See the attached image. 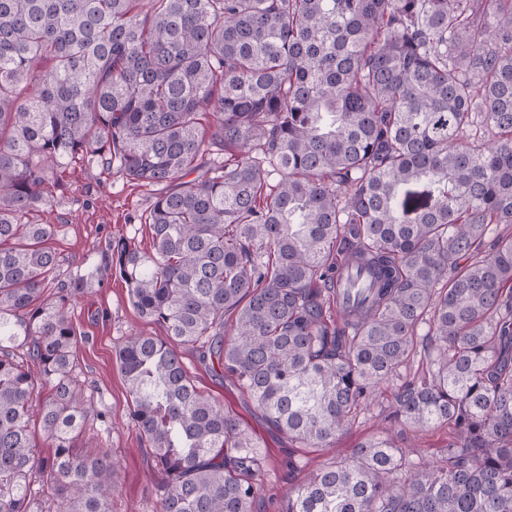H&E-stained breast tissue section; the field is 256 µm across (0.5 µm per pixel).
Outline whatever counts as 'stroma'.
Masks as SVG:
<instances>
[{
	"label": "stroma",
	"instance_id": "35a3bbf8",
	"mask_svg": "<svg viewBox=\"0 0 512 512\" xmlns=\"http://www.w3.org/2000/svg\"><path fill=\"white\" fill-rule=\"evenodd\" d=\"M59 179L62 191L54 194L48 207L32 212L29 219L36 224L56 225L57 232L49 245L58 256L60 279L68 280L99 267L113 238L122 236L149 249L151 239L145 218L158 187L131 181L118 167L96 163L69 165L61 169ZM70 314L77 334L74 373L86 396L110 415L108 424L84 431L75 446L82 452L101 445L111 448L119 487L112 512H158L151 481V450L129 422L131 398L115 364L113 346L130 333L153 336L159 329L139 316L124 282L116 276L93 282L72 303ZM182 356L196 386L234 413L260 438L270 458L278 461L279 467L270 478V493L281 494L290 486L285 466L288 457L307 462L313 469L332 456V449L295 448L268 431L229 380L201 368L192 349H183Z\"/></svg>",
	"mask_w": 512,
	"mask_h": 512
}]
</instances>
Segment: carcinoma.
Returning a JSON list of instances; mask_svg holds the SVG:
<instances>
[{
  "label": "carcinoma",
  "mask_w": 512,
  "mask_h": 512,
  "mask_svg": "<svg viewBox=\"0 0 512 512\" xmlns=\"http://www.w3.org/2000/svg\"><path fill=\"white\" fill-rule=\"evenodd\" d=\"M137 2L0 0V512H112V449L72 446L108 421L85 282L27 220L79 161L161 187L97 272L163 331L115 347L159 512H257L278 467L181 346L301 445L383 404L277 512H512V0ZM441 425L436 462L390 434Z\"/></svg>",
  "instance_id": "1"
}]
</instances>
